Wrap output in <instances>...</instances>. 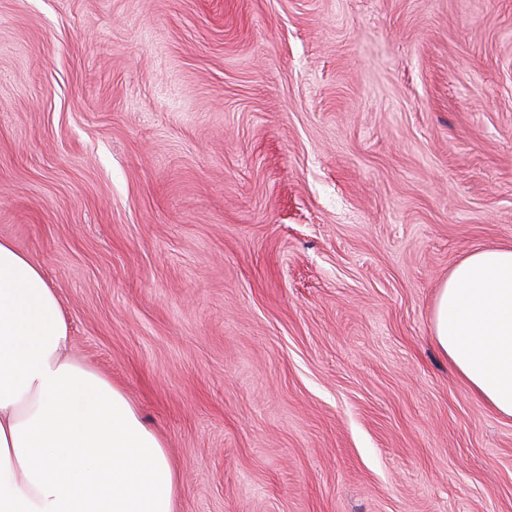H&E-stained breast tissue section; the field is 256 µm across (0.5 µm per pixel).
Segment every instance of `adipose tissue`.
I'll return each mask as SVG.
<instances>
[{
    "mask_svg": "<svg viewBox=\"0 0 512 512\" xmlns=\"http://www.w3.org/2000/svg\"><path fill=\"white\" fill-rule=\"evenodd\" d=\"M432 340L480 399L512 417V245L452 268ZM68 341L54 289L0 239V512H173L163 445Z\"/></svg>",
    "mask_w": 512,
    "mask_h": 512,
    "instance_id": "obj_1",
    "label": "adipose tissue"
}]
</instances>
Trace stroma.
<instances>
[{
  "label": "stroma",
  "mask_w": 512,
  "mask_h": 512,
  "mask_svg": "<svg viewBox=\"0 0 512 512\" xmlns=\"http://www.w3.org/2000/svg\"><path fill=\"white\" fill-rule=\"evenodd\" d=\"M0 238L175 512H512L431 336L512 245V0H0Z\"/></svg>",
  "instance_id": "stroma-1"
}]
</instances>
